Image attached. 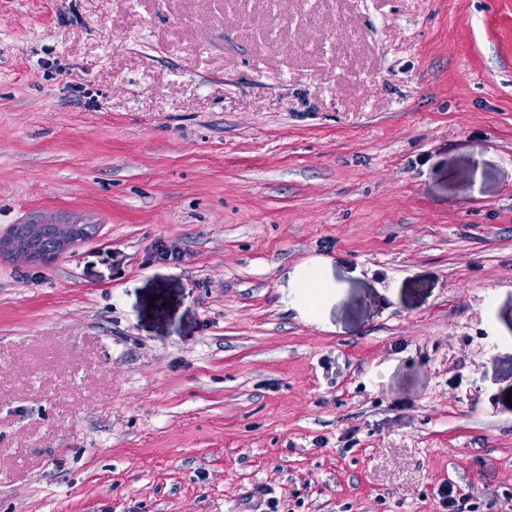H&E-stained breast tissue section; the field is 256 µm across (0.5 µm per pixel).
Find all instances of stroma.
Masks as SVG:
<instances>
[{"instance_id":"1","label":"stroma","mask_w":512,"mask_h":512,"mask_svg":"<svg viewBox=\"0 0 512 512\" xmlns=\"http://www.w3.org/2000/svg\"><path fill=\"white\" fill-rule=\"evenodd\" d=\"M268 22L0 0V512H512V0ZM46 224H16L0 233V257H21L30 262L48 265L88 238L95 226L89 224H54L56 229L54 246L51 251H42L30 245ZM440 503L444 508L443 511L448 512H473L472 510H468L470 506L469 498L465 495H460L457 488L448 483V485H444L439 490Z\"/></svg>"}]
</instances>
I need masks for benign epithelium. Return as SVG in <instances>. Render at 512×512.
I'll return each mask as SVG.
<instances>
[{
  "instance_id": "benign-epithelium-1",
  "label": "benign epithelium",
  "mask_w": 512,
  "mask_h": 512,
  "mask_svg": "<svg viewBox=\"0 0 512 512\" xmlns=\"http://www.w3.org/2000/svg\"><path fill=\"white\" fill-rule=\"evenodd\" d=\"M43 228L44 225L33 222L16 224L6 232H1L0 257H21L30 262L48 265L88 238L95 230V227L89 224H57L53 249L42 251L32 247L31 241L40 235Z\"/></svg>"
}]
</instances>
